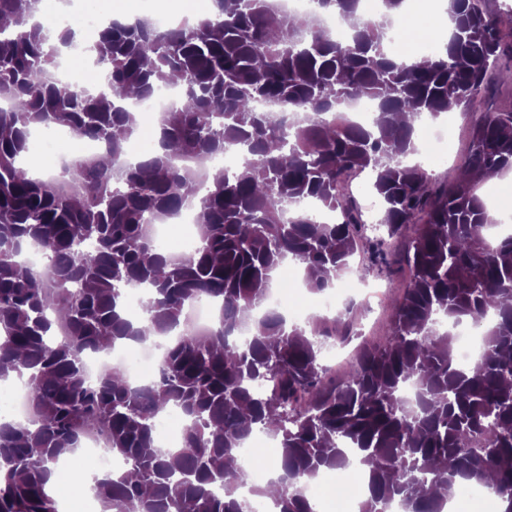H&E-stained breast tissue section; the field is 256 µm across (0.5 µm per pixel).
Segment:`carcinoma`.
<instances>
[{
	"instance_id": "cac0c4a2",
	"label": "carcinoma",
	"mask_w": 512,
	"mask_h": 512,
	"mask_svg": "<svg viewBox=\"0 0 512 512\" xmlns=\"http://www.w3.org/2000/svg\"><path fill=\"white\" fill-rule=\"evenodd\" d=\"M41 0H0V382L26 378L30 422L0 417V512H58L48 482L58 464L104 426L120 474L95 479L102 512H250L237 493L247 479L238 450L256 433L276 441V512H315L306 488L351 463L367 475L360 512H442L479 483L512 512V237L490 241L497 223L475 192L490 172L512 170V104L480 114L467 162L440 183L405 159L420 125L512 89V0H449L453 28L421 63L388 51L392 10L375 19L360 0H314L306 16L281 14L270 0H214L197 24L161 30L146 20L112 23L90 51L106 85L92 91L52 76L58 50L35 21ZM323 14L348 24L342 40L319 27ZM180 87L183 103L159 119V146L131 166L123 157L137 127L114 102ZM376 104L371 126L353 125L346 106ZM69 130L108 146L112 165L71 157L66 172L85 184L58 194L25 166L32 133ZM227 147L243 161L210 173L200 191L185 165ZM369 171L387 236L370 240L388 262L392 240L414 226L404 254L409 284L392 305L384 343L365 347L355 370L336 380L320 362V338H349L352 310L332 323L290 324L264 306L286 261L315 294L333 286L359 249L365 223L344 194L351 174ZM194 203L199 245L164 252L149 226ZM340 209L330 224L305 208ZM92 250L83 248L86 242ZM36 246L42 267L19 259ZM146 289L133 323L125 292ZM55 292L48 293L46 289ZM220 305L207 333L184 326L187 307ZM68 322L58 342L53 323ZM483 338L479 357L456 364L453 329ZM160 345L157 375L129 383L106 368L87 381L85 357L120 339ZM418 389L416 404L402 396ZM185 420L180 444L157 446L161 413Z\"/></svg>"
}]
</instances>
